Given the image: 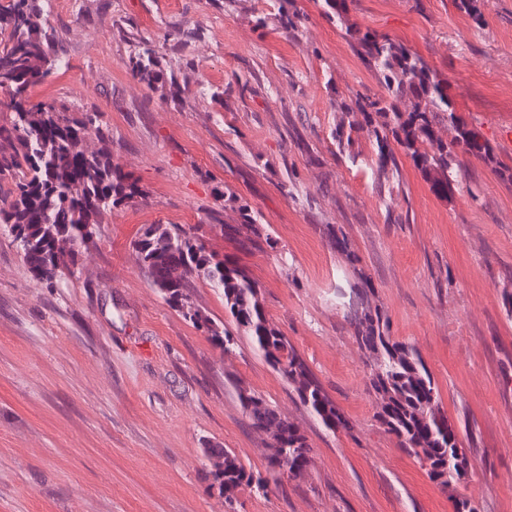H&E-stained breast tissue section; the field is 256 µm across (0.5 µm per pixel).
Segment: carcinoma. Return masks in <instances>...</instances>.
Masks as SVG:
<instances>
[{
	"label": "carcinoma",
	"instance_id": "obj_1",
	"mask_svg": "<svg viewBox=\"0 0 512 512\" xmlns=\"http://www.w3.org/2000/svg\"><path fill=\"white\" fill-rule=\"evenodd\" d=\"M326 17L345 32L353 50L378 77L381 92H353L337 105L338 142H351L345 132L364 130L379 149L377 174L387 173L395 157L386 152L393 140L439 198L447 199L462 181L464 161L483 162L505 181L512 170L499 164L495 147L472 121L452 124L455 106L448 81L404 43L370 28L350 23L348 0H318ZM279 16L286 32L299 29L302 16L293 0H280ZM62 63L55 29L35 0H0V226L10 229L29 268L51 287L77 273L83 251L94 244L112 210L142 196L138 185L113 163L101 116L72 112L54 100H34V89ZM128 67L139 82L168 89L170 96L185 84L160 66V46L140 42ZM450 131L443 138V130ZM244 224L241 244L254 246L261 237L256 218L240 208ZM138 266L166 301L183 312L229 354L237 336H246L272 369L293 387L300 403L328 429L345 426L340 409L327 395L278 328L267 318L257 283L236 264L218 260L201 226L151 224L134 242ZM224 296L229 321L220 326L195 305L198 280ZM353 339L368 355L367 385L377 404L374 417L399 449L412 457L428 478L452 489L473 466L455 424L443 409L438 387L416 349L391 336L381 309L367 307L349 316ZM240 406L252 429L268 437L267 464L286 455L288 479L305 476L312 448L299 424L281 415L260 394L236 385ZM213 461V480L225 500L245 487H264L227 448H206Z\"/></svg>",
	"mask_w": 512,
	"mask_h": 512
}]
</instances>
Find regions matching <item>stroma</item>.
I'll list each match as a JSON object with an SVG mask.
<instances>
[{
    "label": "stroma",
    "instance_id": "1",
    "mask_svg": "<svg viewBox=\"0 0 512 512\" xmlns=\"http://www.w3.org/2000/svg\"><path fill=\"white\" fill-rule=\"evenodd\" d=\"M43 5L64 64L36 99L102 114L112 159L143 198L113 209L79 272L52 288L0 231V512H453L451 491L374 418L347 323L364 304L420 352L470 450L475 473L455 492L512 512V182L471 160L444 200L401 154L377 179L366 132L352 136L358 161L339 151L337 100L381 87L317 0H295L305 20L294 35L280 0ZM479 7L477 21L453 0H352L349 18L435 67L512 169V0ZM161 39L163 69L191 83L175 100L128 68L137 42ZM243 205L273 245L241 246ZM151 224L204 225L211 249L257 282L346 427L313 418L247 339L224 353L164 301L133 254ZM337 229L368 286L354 287ZM240 384L304 430L303 479L268 472ZM208 443L233 450L265 490L225 501Z\"/></svg>",
    "mask_w": 512,
    "mask_h": 512
}]
</instances>
